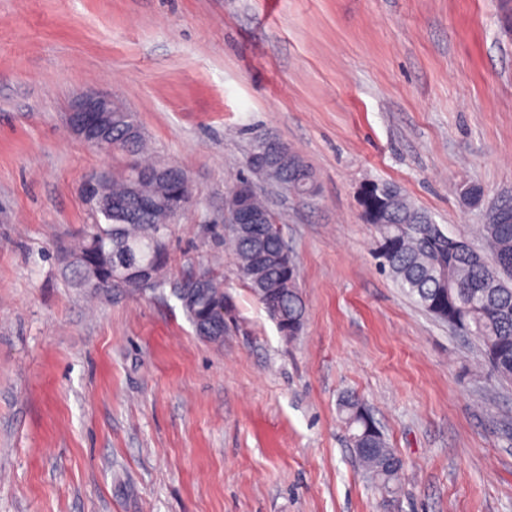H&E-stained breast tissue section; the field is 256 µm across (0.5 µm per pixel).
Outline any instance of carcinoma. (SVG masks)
I'll use <instances>...</instances> for the list:
<instances>
[{"instance_id": "obj_1", "label": "carcinoma", "mask_w": 512, "mask_h": 512, "mask_svg": "<svg viewBox=\"0 0 512 512\" xmlns=\"http://www.w3.org/2000/svg\"><path fill=\"white\" fill-rule=\"evenodd\" d=\"M97 120L109 127L112 155L126 159L122 172L87 192L91 209L102 217L81 242L62 248L58 261L61 277L73 288L97 291L126 288L141 291L142 271L168 265L167 235L172 220L189 203V179L179 166L161 163L166 171L144 179L138 170L152 165L139 161L144 138L133 113L113 106ZM279 178L288 180L301 196L315 190L312 170L296 155L293 166ZM123 208H109V201ZM363 217L379 233L375 245L380 267L419 306L434 318L475 337L485 364L505 382H512V198H506L479 225L473 239L448 235L422 209L416 207L395 183L369 185L362 198ZM242 281L268 309L279 308L280 332L294 339V323L306 312L299 289V273L286 242L273 236L264 240L227 236ZM197 276L206 287L193 286V278L164 276V287L180 282L187 289L170 288L195 332L208 329L217 335L211 343H224L232 325V308L224 293V279L213 268ZM339 410L351 431L352 446L371 479L390 496L401 468L384 466L395 455L369 408L347 394Z\"/></svg>"}]
</instances>
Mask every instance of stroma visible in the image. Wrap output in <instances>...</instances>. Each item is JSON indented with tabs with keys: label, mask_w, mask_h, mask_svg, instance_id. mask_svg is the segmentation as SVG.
I'll use <instances>...</instances> for the list:
<instances>
[{
	"label": "stroma",
	"mask_w": 512,
	"mask_h": 512,
	"mask_svg": "<svg viewBox=\"0 0 512 512\" xmlns=\"http://www.w3.org/2000/svg\"><path fill=\"white\" fill-rule=\"evenodd\" d=\"M82 93L186 170L168 273L223 275L222 346L169 293L60 277L86 179L117 169L66 124ZM266 138L317 185L256 184L299 270L291 341L212 234ZM384 181L453 236L512 194V0H0V512H512V385L379 270L361 195ZM347 391L403 462L392 496ZM339 410L347 427L352 431L350 440L353 448H356L357 457L384 494L392 495L399 479L402 462L396 468L384 466V459L396 454L391 448H387V442L371 411L354 394L342 396ZM365 448L376 449L368 451Z\"/></svg>",
	"instance_id": "35a3bbf8"
}]
</instances>
